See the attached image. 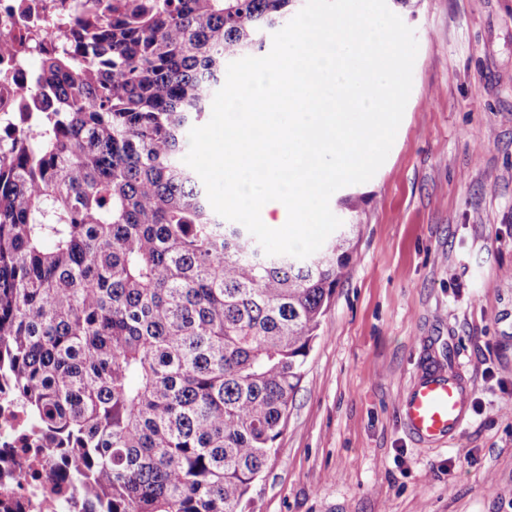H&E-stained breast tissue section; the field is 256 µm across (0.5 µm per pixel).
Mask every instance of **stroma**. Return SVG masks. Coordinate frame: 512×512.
Segmentation results:
<instances>
[{
    "instance_id": "35a3bbf8",
    "label": "stroma",
    "mask_w": 512,
    "mask_h": 512,
    "mask_svg": "<svg viewBox=\"0 0 512 512\" xmlns=\"http://www.w3.org/2000/svg\"><path fill=\"white\" fill-rule=\"evenodd\" d=\"M418 42L357 249L245 512H512V0H389ZM456 349L474 395L425 446L401 400Z\"/></svg>"
}]
</instances>
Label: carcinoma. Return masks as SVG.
Wrapping results in <instances>:
<instances>
[{
  "mask_svg": "<svg viewBox=\"0 0 512 512\" xmlns=\"http://www.w3.org/2000/svg\"><path fill=\"white\" fill-rule=\"evenodd\" d=\"M293 0H86L0 144V384L92 512H241L277 452L355 224L306 259L226 224L183 162L224 65Z\"/></svg>",
  "mask_w": 512,
  "mask_h": 512,
  "instance_id": "obj_1",
  "label": "carcinoma"
}]
</instances>
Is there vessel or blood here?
Here are the masks:
<instances>
[{
  "label": "vessel or blood",
  "mask_w": 512,
  "mask_h": 512,
  "mask_svg": "<svg viewBox=\"0 0 512 512\" xmlns=\"http://www.w3.org/2000/svg\"><path fill=\"white\" fill-rule=\"evenodd\" d=\"M471 397L459 356L449 352L447 372L423 373L401 403L409 434L422 444L454 440L468 415Z\"/></svg>",
  "instance_id": "b4317fda"
}]
</instances>
